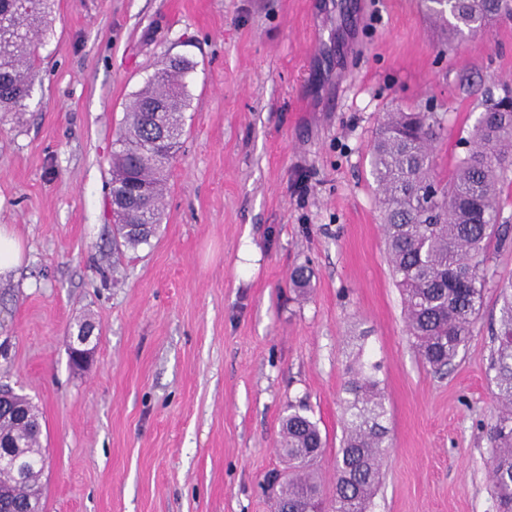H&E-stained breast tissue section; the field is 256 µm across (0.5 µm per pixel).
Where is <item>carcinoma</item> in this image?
I'll use <instances>...</instances> for the list:
<instances>
[{"label":"carcinoma","mask_w":512,"mask_h":512,"mask_svg":"<svg viewBox=\"0 0 512 512\" xmlns=\"http://www.w3.org/2000/svg\"><path fill=\"white\" fill-rule=\"evenodd\" d=\"M53 0L34 7L0 29V112L21 106L33 79L36 45L48 27ZM431 15L448 16L452 35L478 32L498 17L502 0H424ZM189 63H174L140 91L112 151V193L135 179L145 183L150 206L115 215L124 246L147 244L161 221L167 173L184 131L188 106L182 77ZM441 129L435 112H387L370 156L381 196L389 263L401 289L409 335L423 364L441 371L453 364L483 308L487 248L508 237L499 223L503 183L512 172V96L490 94L468 132L469 145L443 184L432 176L433 143ZM500 327L489 370L494 372L498 413L487 430L491 483L498 512H512V279L500 290ZM375 363L347 368L343 399L345 429L336 455L332 498H324L315 466L324 441L316 422L294 410L282 421V454L289 476L275 475L276 512H371L387 448L385 397ZM10 409L0 410V512H43L40 478L44 458L38 420L26 415L31 401L0 390Z\"/></svg>","instance_id":"carcinoma-1"}]
</instances>
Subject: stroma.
Returning a JSON list of instances; mask_svg holds the SVG:
<instances>
[{
  "label": "stroma",
  "mask_w": 512,
  "mask_h": 512,
  "mask_svg": "<svg viewBox=\"0 0 512 512\" xmlns=\"http://www.w3.org/2000/svg\"><path fill=\"white\" fill-rule=\"evenodd\" d=\"M53 18L29 97L0 112V225L25 250L0 281V385L38 410L44 512H274L263 480L285 465L291 407L320 428L332 494L359 352L385 391L372 512H496L488 366L512 237L489 244L482 316L434 374L407 334L369 151L384 113L433 110L448 181L486 95L512 87V19L451 42L421 0H55ZM180 58L163 220L119 250L112 144Z\"/></svg>",
  "instance_id": "obj_1"
}]
</instances>
